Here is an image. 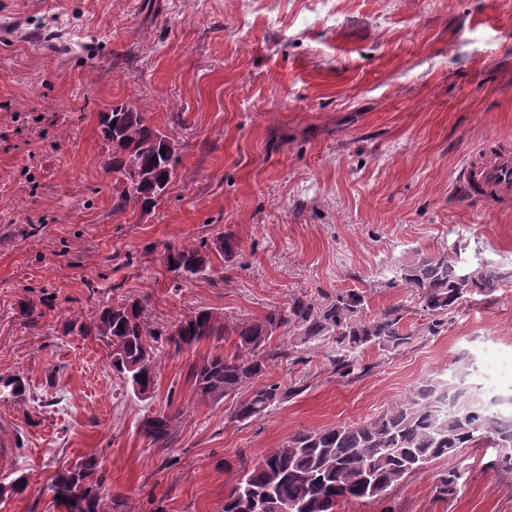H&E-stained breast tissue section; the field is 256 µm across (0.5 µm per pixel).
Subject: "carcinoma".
Here are the masks:
<instances>
[{"label": "carcinoma", "instance_id": "cac0c4a2", "mask_svg": "<svg viewBox=\"0 0 512 512\" xmlns=\"http://www.w3.org/2000/svg\"><path fill=\"white\" fill-rule=\"evenodd\" d=\"M103 134L112 143L106 173L112 176V215L128 209L155 208L172 183L179 162V142L151 124L147 113L131 103L116 102L101 113ZM239 249L230 232L196 246L164 249L161 263L180 287L214 271V260L229 264ZM401 280L417 301V310L429 318L425 332L438 335L448 313L473 295H489L512 277L500 267L478 263L466 279L448 252L419 253L401 269ZM368 296L356 289L338 290L320 298H292L284 311L272 310L263 319L230 325L210 308L185 315L168 333L166 342L179 354L202 341L222 342L235 336L231 354L211 352L188 364L187 377L207 401H233L232 416L249 421L268 411L275 400L288 397L280 383L251 384L265 375L274 360L290 358L292 351L275 348L276 333L289 332L293 347L331 342L329 361L341 378L354 374L370 349L396 352L407 345L411 310L393 304L368 314ZM65 333L94 335L104 344L112 368L138 396L155 389L154 359L141 364L151 348L142 304L132 301L100 304L92 321L64 324ZM453 379L430 376L418 382L394 407L370 421L303 430L266 454L255 465L242 462L237 484L224 497V512H280L293 505L295 512H337V507L358 499L383 497L407 476L416 463L451 459L461 448H474L498 438L512 449V418L482 410L474 395L460 396L453 407L442 398ZM23 376H0V397L19 398L27 392ZM177 416L160 411L145 420L144 435L163 450L174 443ZM94 455L82 456L57 471L46 490L64 512H106L102 508V478ZM467 483V468L454 466L435 476L434 493L441 499L457 495ZM28 479L19 475L0 482V503L26 490Z\"/></svg>", "mask_w": 512, "mask_h": 512}]
</instances>
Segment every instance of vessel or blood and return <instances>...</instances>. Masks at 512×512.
I'll use <instances>...</instances> for the list:
<instances>
[{"instance_id": "1", "label": "vessel or blood", "mask_w": 512, "mask_h": 512, "mask_svg": "<svg viewBox=\"0 0 512 512\" xmlns=\"http://www.w3.org/2000/svg\"><path fill=\"white\" fill-rule=\"evenodd\" d=\"M461 177L472 197L493 202L512 198V153L489 152L466 162Z\"/></svg>"}]
</instances>
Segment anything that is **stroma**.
Listing matches in <instances>:
<instances>
[{
	"mask_svg": "<svg viewBox=\"0 0 512 512\" xmlns=\"http://www.w3.org/2000/svg\"><path fill=\"white\" fill-rule=\"evenodd\" d=\"M122 101L181 152L155 208L116 215L99 119ZM489 140L512 149V0H0V376L28 382L0 398V479H29L0 512H61L47 483L92 454L123 512H224L240 460L374 418L462 354L512 392V279L430 336L399 276L445 249L458 266L512 272V202L458 186ZM223 232L240 241L232 266L174 287L165 247ZM343 288L364 289L374 313L410 308V342L364 353L365 372L345 378L325 343L275 361L262 383L292 393L246 422L186 378L213 343L156 342V389L141 400L95 336L61 328L104 301L141 300L166 333L200 308L235 324ZM28 300L42 310L32 330ZM217 348L233 352V337ZM163 409L179 415L169 452L141 431ZM496 454L459 450L470 474L457 496L434 494L440 460L339 512H512Z\"/></svg>",
	"mask_w": 512,
	"mask_h": 512,
	"instance_id": "35a3bbf8",
	"label": "stroma"
}]
</instances>
